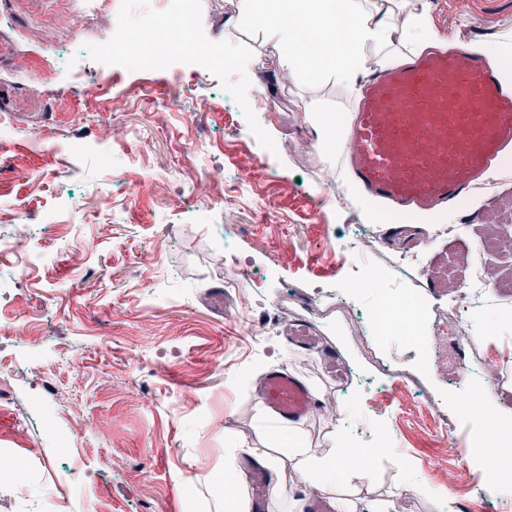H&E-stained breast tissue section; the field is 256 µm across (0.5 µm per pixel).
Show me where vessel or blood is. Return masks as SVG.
Returning <instances> with one entry per match:
<instances>
[{"instance_id":"obj_1","label":"vessel or blood","mask_w":512,"mask_h":512,"mask_svg":"<svg viewBox=\"0 0 512 512\" xmlns=\"http://www.w3.org/2000/svg\"><path fill=\"white\" fill-rule=\"evenodd\" d=\"M510 145L512 91L504 90L500 67L478 54L434 50L368 76L349 114L342 156L363 193L400 211L426 212L466 200ZM285 332L292 345L320 352L327 370H339V358L310 325ZM257 394L285 425L323 407L310 384L281 367L265 374ZM249 490L255 512H265L262 468L250 467Z\"/></svg>"}]
</instances>
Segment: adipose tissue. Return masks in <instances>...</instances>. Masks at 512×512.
<instances>
[{
	"label": "adipose tissue",
	"instance_id": "1",
	"mask_svg": "<svg viewBox=\"0 0 512 512\" xmlns=\"http://www.w3.org/2000/svg\"><path fill=\"white\" fill-rule=\"evenodd\" d=\"M406 0H237V18L261 26L265 40L277 54L280 67L304 76L321 69L325 77L355 88L363 69L361 51L373 47L379 64H396V45L424 48L440 41L425 6L405 9ZM344 18L346 36L336 34L335 21ZM291 472L271 465L270 494L279 499L288 479H296L330 497L336 512H358L340 484L347 471H369L372 451L340 439L322 456L309 454L302 425L288 427Z\"/></svg>",
	"mask_w": 512,
	"mask_h": 512
}]
</instances>
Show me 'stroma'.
Returning <instances> with one entry per match:
<instances>
[{
    "label": "stroma",
    "mask_w": 512,
    "mask_h": 512,
    "mask_svg": "<svg viewBox=\"0 0 512 512\" xmlns=\"http://www.w3.org/2000/svg\"><path fill=\"white\" fill-rule=\"evenodd\" d=\"M425 2L451 44L512 40V0ZM235 4L108 0L80 24L62 0H0V85L25 105L0 114V455L22 468L0 478V512H109L115 500L118 512H225L228 486L251 512L245 462L291 466L287 433L257 420L255 389L274 367L327 403L304 423L314 452L339 435L376 449L373 477L347 476L343 492L439 512L445 490L457 512H512V492L490 494L473 463L480 421L459 404L480 393L512 422V152L464 202L376 219L340 155L314 144L318 113L354 107L348 89L285 76L258 26L227 24ZM160 11L189 18L201 49L230 45L259 66L243 77L226 61L131 57L113 69L100 45ZM105 79L123 111L93 102ZM148 90L187 111H154ZM358 226L377 241L353 270ZM480 241L495 286L456 321L469 338L459 380L428 359L435 330L378 346L355 336L354 320L401 292L435 317L453 296L448 266ZM414 251L420 264L396 275ZM299 320L336 348L342 379L285 341ZM394 382L404 396L384 399Z\"/></svg>",
    "instance_id": "stroma-1"
}]
</instances>
